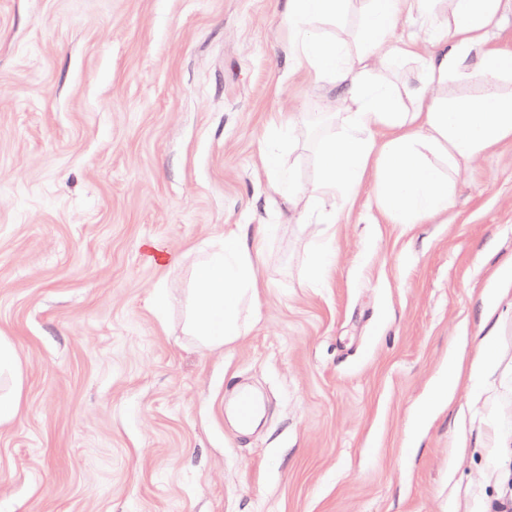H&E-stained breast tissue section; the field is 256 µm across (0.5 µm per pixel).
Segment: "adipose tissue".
Instances as JSON below:
<instances>
[{"mask_svg":"<svg viewBox=\"0 0 512 512\" xmlns=\"http://www.w3.org/2000/svg\"><path fill=\"white\" fill-rule=\"evenodd\" d=\"M501 0H448V27H431L421 40L396 34V17L415 0H367L363 47L350 53L325 37L347 0H286L295 30L292 50L313 79H329L348 103L340 130L319 154L320 176L311 195L293 180L277 188L290 206L305 214L326 204L349 202L367 171L375 173V199L395 224H419L445 212L453 198L452 171L480 159L512 136V89H490V80H512V57L489 45L487 30ZM479 64H471L472 54ZM415 63V82L375 79L378 66ZM386 130L385 139L376 131ZM261 251L237 231L194 263L185 332L204 349L231 346L246 332L244 308L254 307L262 283ZM23 382L21 363L9 339L0 336V424L18 414Z\"/></svg>","mask_w":512,"mask_h":512,"instance_id":"obj_1","label":"adipose tissue"}]
</instances>
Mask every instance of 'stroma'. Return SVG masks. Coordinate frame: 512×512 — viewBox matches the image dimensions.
Returning <instances> with one entry per match:
<instances>
[{
    "label": "stroma",
    "instance_id": "stroma-1",
    "mask_svg": "<svg viewBox=\"0 0 512 512\" xmlns=\"http://www.w3.org/2000/svg\"><path fill=\"white\" fill-rule=\"evenodd\" d=\"M292 37L285 0H0V336L24 371L0 512H512V138L423 223L369 178L329 230L297 223L267 158L310 185L347 105ZM239 224L266 233L256 319L205 350L190 267ZM258 407L256 397L247 390L239 392L236 400V415L241 426H248L252 422Z\"/></svg>",
    "mask_w": 512,
    "mask_h": 512
}]
</instances>
